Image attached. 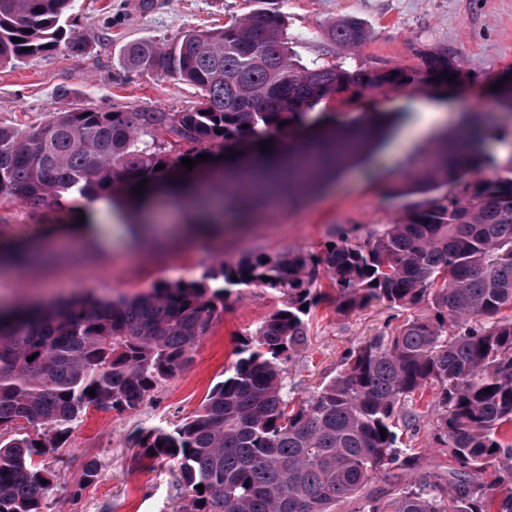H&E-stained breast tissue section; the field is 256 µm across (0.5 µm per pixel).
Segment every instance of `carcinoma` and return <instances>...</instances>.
Returning <instances> with one entry per match:
<instances>
[{
  "instance_id": "1",
  "label": "carcinoma",
  "mask_w": 512,
  "mask_h": 512,
  "mask_svg": "<svg viewBox=\"0 0 512 512\" xmlns=\"http://www.w3.org/2000/svg\"><path fill=\"white\" fill-rule=\"evenodd\" d=\"M251 2L222 28L126 46L130 68L201 93L190 112L86 108L28 130L0 127V200L42 215L72 192L122 198L146 178L142 207L194 182L255 213L266 195L302 200L301 191L381 141L388 121L370 116L260 149L324 98L426 83L456 87L465 79L446 51L410 71L296 61L281 0ZM73 3L0 0V65L61 46L82 50L69 24ZM327 35L348 48L369 31L346 18ZM159 131L189 150L173 155L156 139ZM481 137L472 128L463 141L440 136L436 163L396 188L410 198L401 218L355 241L339 231L316 253L222 259L199 279L161 282L133 296L0 310V512H42L55 474L41 458L63 448L72 423L88 411L135 410L179 373L239 285L273 289L283 302L193 416L135 439L140 457L178 467L173 512H336L341 503L352 504L351 512H489L494 502L497 512H512V491L498 493L512 485V447L498 436L512 423V177L485 175ZM245 147L231 169L217 165L172 180L184 157ZM159 164L165 168L157 171ZM27 251L1 247L0 258L21 266ZM323 277L336 288L338 314L380 304L410 315L364 341L334 377L299 400L285 363L306 345ZM428 387L438 407L433 443L448 452L446 481L417 474L419 457L397 446L399 422L416 421L408 402ZM379 475L389 490L367 493Z\"/></svg>"
}]
</instances>
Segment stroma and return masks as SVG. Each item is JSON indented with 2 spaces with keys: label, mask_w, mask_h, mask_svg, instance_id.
Masks as SVG:
<instances>
[{
  "label": "stroma",
  "mask_w": 512,
  "mask_h": 512,
  "mask_svg": "<svg viewBox=\"0 0 512 512\" xmlns=\"http://www.w3.org/2000/svg\"><path fill=\"white\" fill-rule=\"evenodd\" d=\"M293 51L302 60L322 59L366 69H415L424 56L445 51L470 72L464 86L441 91L409 87L359 98L342 93L323 99L318 111L332 112L348 123L364 112H379L392 125L379 146L361 163L347 167L301 205L257 216L245 236H189L169 202L160 200L149 218L160 225L162 239L132 247L126 225L111 211L100 220V238L85 250L66 233H48L19 201H0V243L34 240L58 252L59 262L19 276L0 269V299L52 304L84 295H133L160 282L201 277L219 259L247 254H307L318 251L332 229L368 230L390 224L403 213L406 200L394 192L432 145L410 136L418 113L447 112L449 125L472 117L502 136L512 135V111L504 109L493 83L512 74V0H283ZM247 12L245 0H75L76 28L83 49L59 48L19 65H0V126L26 129L46 124L66 108L105 107L127 112L148 107L161 112H189L199 102L194 86L157 73L128 69L124 47L136 38L172 42L186 31L218 28ZM351 17L370 36L348 49L325 34L332 23ZM281 304L277 291L236 286L209 330L191 352L182 371L158 386L133 411L91 410L72 426L65 448L46 457L56 477L43 499V512H170L176 502V467L138 455L141 429L171 427L192 416L210 389L224 377L254 329ZM405 312L375 305L346 315L333 305L313 308L306 348L286 363V379L296 394H311L335 376L363 341L391 331ZM431 394L415 399L420 417L401 429L407 447L422 454L424 471L447 473L444 449L431 445L435 413ZM101 475L83 484L88 460ZM80 497H73L74 487Z\"/></svg>",
  "instance_id": "stroma-1"
}]
</instances>
